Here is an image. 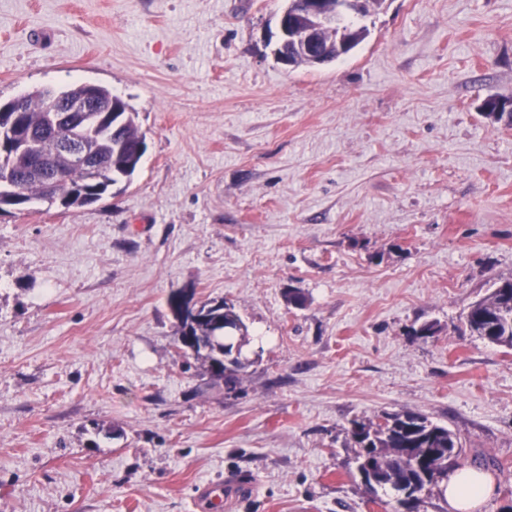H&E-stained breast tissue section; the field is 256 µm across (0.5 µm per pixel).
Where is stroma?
<instances>
[{
    "label": "stroma",
    "mask_w": 512,
    "mask_h": 512,
    "mask_svg": "<svg viewBox=\"0 0 512 512\" xmlns=\"http://www.w3.org/2000/svg\"><path fill=\"white\" fill-rule=\"evenodd\" d=\"M285 0H0V102L75 82L137 112L131 185L0 212V512H393L355 419L411 410L512 503V349L469 306L512 279V0H385L319 67ZM248 328L237 393L183 370L171 293ZM299 290L303 306L285 293ZM433 321L436 336L413 327ZM225 493H228V486L223 482L206 484L196 492L194 504L198 511L222 512Z\"/></svg>",
    "instance_id": "35a3bbf8"
}]
</instances>
